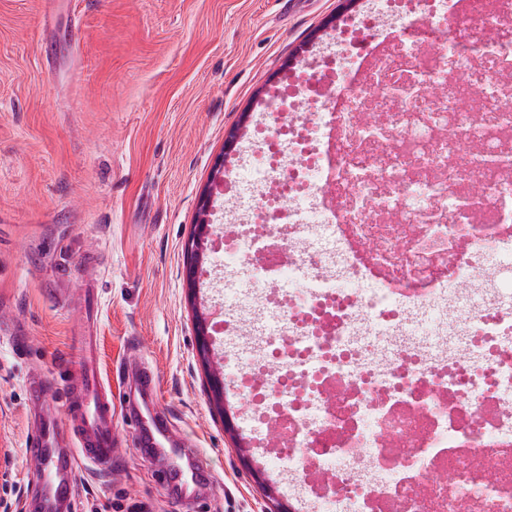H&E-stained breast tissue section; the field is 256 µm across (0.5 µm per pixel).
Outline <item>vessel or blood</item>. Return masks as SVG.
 Listing matches in <instances>:
<instances>
[{
    "instance_id": "vessel-or-blood-1",
    "label": "vessel or blood",
    "mask_w": 512,
    "mask_h": 512,
    "mask_svg": "<svg viewBox=\"0 0 512 512\" xmlns=\"http://www.w3.org/2000/svg\"><path fill=\"white\" fill-rule=\"evenodd\" d=\"M138 389L144 398L157 395L155 371L147 365L135 368ZM65 389H78L79 397H66L67 427H60L55 417L44 416L29 438L27 458L34 468L39 488L38 499L44 512H67L80 463L108 473L119 453L113 435L118 409L112 395L103 386L93 361L67 373ZM140 434L151 437L154 447L175 450L173 472L182 484H197L203 468V454L191 439H178L163 424L162 410H155L138 422Z\"/></svg>"
}]
</instances>
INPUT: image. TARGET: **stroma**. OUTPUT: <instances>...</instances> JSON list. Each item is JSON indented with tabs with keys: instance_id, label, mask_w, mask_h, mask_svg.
Instances as JSON below:
<instances>
[{
	"instance_id": "stroma-1",
	"label": "stroma",
	"mask_w": 512,
	"mask_h": 512,
	"mask_svg": "<svg viewBox=\"0 0 512 512\" xmlns=\"http://www.w3.org/2000/svg\"><path fill=\"white\" fill-rule=\"evenodd\" d=\"M357 0H0V512L34 502L27 379L66 424L60 379L96 348L100 374L144 359L173 429L196 437L214 487L163 482L117 420L111 476L80 471L74 512H267L208 401L185 300L184 244L224 141L251 129Z\"/></svg>"
}]
</instances>
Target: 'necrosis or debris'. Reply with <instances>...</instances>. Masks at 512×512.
I'll return each mask as SVG.
<instances>
[{"label": "necrosis or debris", "instance_id": "4bbe7bcc", "mask_svg": "<svg viewBox=\"0 0 512 512\" xmlns=\"http://www.w3.org/2000/svg\"><path fill=\"white\" fill-rule=\"evenodd\" d=\"M457 3L368 0L216 191L224 377L321 512H512V0Z\"/></svg>", "mask_w": 512, "mask_h": 512}]
</instances>
